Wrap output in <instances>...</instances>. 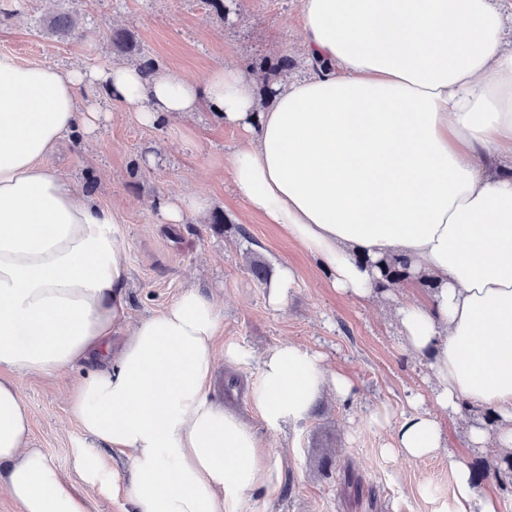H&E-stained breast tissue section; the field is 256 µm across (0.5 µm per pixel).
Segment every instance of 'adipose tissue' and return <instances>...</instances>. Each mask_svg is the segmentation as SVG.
<instances>
[{
	"instance_id": "adipose-tissue-1",
	"label": "adipose tissue",
	"mask_w": 512,
	"mask_h": 512,
	"mask_svg": "<svg viewBox=\"0 0 512 512\" xmlns=\"http://www.w3.org/2000/svg\"><path fill=\"white\" fill-rule=\"evenodd\" d=\"M313 68L270 102L241 67L206 76L24 64L0 53V494L21 512H93L91 499L30 447V409L12 373L80 370L69 397L80 430L124 460L112 496L125 512H241L276 492L278 466L253 430L209 397L221 326L215 302L185 290L127 321L129 265L118 216L45 159L65 136L90 140L111 113L81 89L104 88L146 125L210 111L247 138L229 159L236 193L320 260L328 284L376 295L381 260L431 282L428 302L395 310L403 347L429 361L445 411L491 408L476 448L512 454V45L494 0H302ZM129 330L113 338L121 324ZM349 376L283 343L266 352L252 404L269 428L303 420ZM430 412L392 425L384 451L413 462L444 450ZM447 512H497L472 471L449 460Z\"/></svg>"
}]
</instances>
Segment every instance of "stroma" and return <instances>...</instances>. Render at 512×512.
Segmentation results:
<instances>
[{
	"label": "stroma",
	"mask_w": 512,
	"mask_h": 512,
	"mask_svg": "<svg viewBox=\"0 0 512 512\" xmlns=\"http://www.w3.org/2000/svg\"><path fill=\"white\" fill-rule=\"evenodd\" d=\"M300 5L301 0H0L6 14L0 52L26 64L127 63L191 76L237 64L263 76L258 93L266 97L272 92L271 67L280 56L294 59L291 76H304L310 68L301 50ZM64 12L76 16L81 37L41 33L44 18ZM118 30L133 35L131 55L112 49L109 35ZM81 97L103 101L111 122L92 143L65 139L46 163L96 203L117 209L130 268L129 322L164 310L190 286L216 302L222 329L210 394L244 417L280 469L278 492L269 497L252 492L242 512H441L454 491L452 455L469 464L479 495L494 498L498 512H512V468L497 454L472 448L466 433L474 421L494 427L491 410L465 407L439 414L447 449L426 461L381 453L389 431L371 422L376 408H386L393 422L417 405L436 408L428 362L403 348L394 320L399 302L424 299L428 286L409 276L370 300L338 294L299 245L250 213L236 195L227 170L244 132L224 127L208 112L151 127L99 89L82 90ZM172 192L206 197L204 220L164 222L155 202ZM254 258L274 271L294 268L295 285L281 308L270 307L266 286L252 278ZM285 342L321 354L329 372L349 375L353 392L345 400L323 394L303 420L270 429L249 393L258 380L259 357ZM229 344L243 348L246 358L226 364ZM232 376L240 379V388L227 389ZM76 379L73 373L55 379L18 376L32 411V445L76 483L81 451L100 456L106 471L84 490L93 512H122L109 492L110 470L120 456L80 431L69 407Z\"/></svg>",
	"instance_id": "obj_1"
}]
</instances>
